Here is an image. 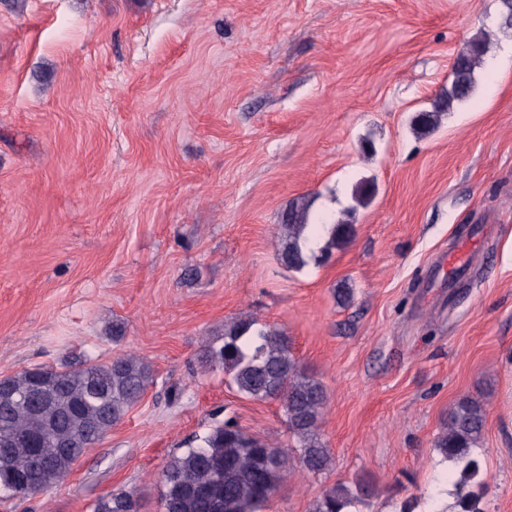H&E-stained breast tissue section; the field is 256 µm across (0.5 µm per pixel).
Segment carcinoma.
I'll list each match as a JSON object with an SVG mask.
<instances>
[{
    "instance_id": "obj_1",
    "label": "carcinoma",
    "mask_w": 512,
    "mask_h": 512,
    "mask_svg": "<svg viewBox=\"0 0 512 512\" xmlns=\"http://www.w3.org/2000/svg\"><path fill=\"white\" fill-rule=\"evenodd\" d=\"M483 52L480 39L458 49L448 95L434 110L420 114L422 126H434L438 113L471 96ZM354 233L355 225L344 220L309 223L308 208L293 202L278 225V259L297 270L318 264ZM201 359L224 370L238 392L279 403L288 435L295 440V455L226 419L201 445L166 463L160 512H264L292 467L313 474L329 467L331 456L319 433L324 388L304 372L279 331L253 320L229 321L223 343L203 345ZM150 382L149 365L125 354L74 369L36 366L1 378L0 489L27 496L56 486L122 421ZM485 424L483 404L463 398L448 413L446 430L436 442L450 464L446 476L455 488L456 512H486L478 453ZM375 494L365 480L332 486L314 501L312 512H353ZM93 512H140L139 501L133 492L110 494L97 501Z\"/></svg>"
}]
</instances>
